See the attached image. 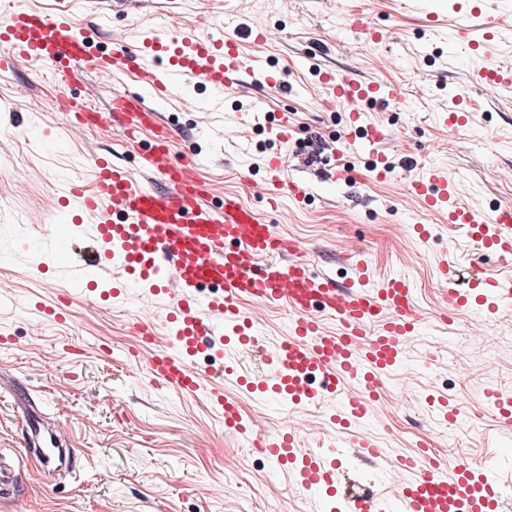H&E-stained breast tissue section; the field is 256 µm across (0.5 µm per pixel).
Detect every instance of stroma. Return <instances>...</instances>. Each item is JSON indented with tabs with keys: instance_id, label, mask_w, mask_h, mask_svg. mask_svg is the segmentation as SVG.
Segmentation results:
<instances>
[{
	"instance_id": "obj_1",
	"label": "stroma",
	"mask_w": 512,
	"mask_h": 512,
	"mask_svg": "<svg viewBox=\"0 0 512 512\" xmlns=\"http://www.w3.org/2000/svg\"><path fill=\"white\" fill-rule=\"evenodd\" d=\"M350 0H103L75 6L78 24L99 25L92 51H111L114 41L136 45L158 25L193 28L208 14L216 29H228L248 56L267 59L283 69L287 94L273 99L259 122L244 123L247 101L260 97L219 93L200 86L173 89L161 106L176 132L175 156L194 155L200 175L211 187L210 203L220 206L234 192L276 231L296 238L306 257L320 270L345 282L355 270L338 257L348 243L371 261L380 278L394 272L408 277L421 310L437 311L442 257L456 264L460 286L476 268L507 278L512 269L487 254L475 253L464 229L449 224L446 214L427 210L410 197L408 176L423 165L447 169L457 191L476 211L492 217L498 206L512 205V97L489 106L476 92L482 59L461 51L448 31L429 35L426 18L448 13L449 0H359L372 25L391 31L385 42L366 40L350 20ZM267 40L253 41L257 29ZM347 70L397 84V104H371L369 120L389 133L381 150L393 171L386 180L365 177L323 190L324 165L334 163L337 140L350 128L344 109L323 111L319 71ZM133 76L101 80L91 70L61 82L47 65L17 64L0 74V276L13 284L16 303L0 304V373L13 377L14 394L0 395V463L14 480L0 488V512H330L314 493L290 492L291 481L270 460L251 453L239 436L227 430L198 396L160 388L147 372L148 352L139 363L128 359L138 349L134 323L146 303L163 307L162 298L137 289L101 300L111 290L108 279L97 282L90 297L71 292L74 274L65 255L44 247L31 220L54 218L53 196L67 182L88 177L87 147L114 154L131 168L142 166L152 145L141 134L135 152H127L110 129H87L70 135L63 146L41 148L32 127L61 132L66 116L51 111L59 92L84 106L103 107L113 89L131 90ZM469 97L473 119L448 133L438 119L453 90ZM294 116L298 133L289 144L271 133L279 112ZM290 155L291 171L310 181L314 193L304 201L282 200L271 207L252 194L247 180L263 181L266 162ZM430 225L429 240L410 232ZM61 303L62 325L41 324L35 303ZM493 329L497 360L478 357L476 373L462 378L455 358L471 328ZM512 368V305L489 317L459 311L442 328L431 321L412 338L403 370L411 380L400 389L388 380L384 397L368 423L387 451L407 452L434 431L448 446H462L467 462H497L512 443L508 425L487 402L485 393L503 390L501 377ZM224 393L236 401L243 417L263 416L272 429L288 426L289 414L270 396L249 395L232 384ZM447 397L463 412L442 424L426 399ZM35 402L47 422L67 426V445L76 453V468L66 471L42 463L26 442L20 407ZM340 475L368 484L380 496L396 491L398 477L386 464L338 461Z\"/></svg>"
}]
</instances>
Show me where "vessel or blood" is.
Here are the masks:
<instances>
[{"label":"vessel or blood","instance_id":"b4317fda","mask_svg":"<svg viewBox=\"0 0 512 512\" xmlns=\"http://www.w3.org/2000/svg\"><path fill=\"white\" fill-rule=\"evenodd\" d=\"M456 42L475 54L487 55L488 42L512 27V15L497 11L490 0H455L449 13ZM480 19L472 26L470 18ZM89 35L79 30L68 8L49 13L31 7H11L0 22V70L14 64L47 62L62 78L92 70L106 77L132 72L139 88L112 94L106 110L90 109L60 94L55 108L68 116L72 132L117 125L125 145L136 134L151 130L154 144L142 174H134L112 157L94 153L92 185L71 182L57 199V222L65 235H50L52 245L70 252L75 241H93L90 262L72 259L82 285L108 276L120 282L149 286L162 296L161 319L142 317L137 334L152 353L147 369L156 384L171 391L203 397L225 427L249 439L281 471L296 482V490H320L337 497L343 512H383L384 501L374 492L343 491L335 457L353 455L374 464L387 461L402 482L398 496L403 512H498L502 497L499 470L459 462L447 468L435 454L438 435L421 442L422 454L387 455L372 434L363 432L377 392L387 377L398 376L408 338L428 322L416 305L407 277L374 278L366 255L349 250L346 259L358 271L356 279L337 282L314 268L300 245L278 233L245 207L236 194H225L220 208L209 207L210 193L199 181L194 156L175 159L172 129L160 118L158 100L177 86L204 85L221 91L260 86L276 94L285 85L269 63L243 56L229 34L201 36L158 26L143 36L139 46L116 44L111 53L88 52ZM325 107L347 106L352 126L365 127L363 139L346 137L335 153L366 152L385 161L380 151L388 133L365 121L373 103L391 104L402 97L393 83L361 81L349 73L323 71ZM482 88L504 96L512 93V64L490 62L479 72ZM261 185L269 204L280 199L301 200L309 185L293 178L281 158L267 164ZM410 191L430 208L444 209L448 221L467 227L481 252L493 254L500 265L512 268V207L497 209L484 221L460 200L448 175L432 167L410 178ZM442 311L475 307L497 312L512 298V280L477 275L478 294L457 287L450 260L440 262ZM288 311L289 330L265 343L243 300ZM232 334L236 357L224 364L225 380L246 390L276 394L287 409L320 406L324 397L340 400L336 417L343 438L334 447L301 452V430L296 426L269 433L258 420L242 419L209 372L192 362L197 343L204 338ZM266 348L268 371L257 375L248 368L251 352Z\"/></svg>","mask_w":512,"mask_h":512}]
</instances>
